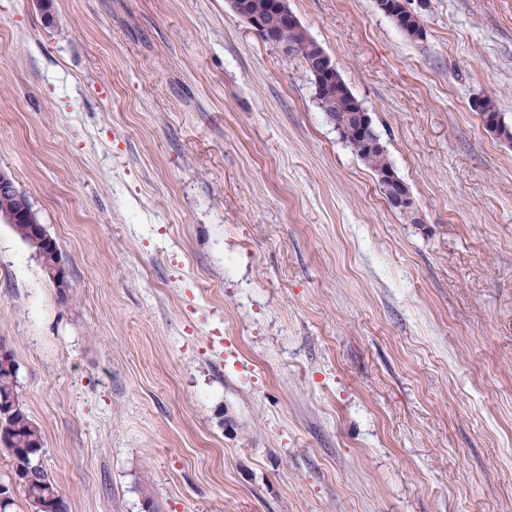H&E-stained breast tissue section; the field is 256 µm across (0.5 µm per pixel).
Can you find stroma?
<instances>
[{
  "mask_svg": "<svg viewBox=\"0 0 512 512\" xmlns=\"http://www.w3.org/2000/svg\"><path fill=\"white\" fill-rule=\"evenodd\" d=\"M289 0L423 221L226 0H0V339L69 512H512V0ZM378 9L391 18L400 28L413 33L415 38H423L425 29L419 28L416 22V14L408 7L405 0H376ZM378 174V184L389 204L415 224L422 223L423 218L415 205V200L407 184L399 180L389 170L380 171ZM21 194V197L23 200L27 202L30 209L31 208L26 196L19 191ZM10 201L0 200V220L1 222L5 224H29V226L25 229V231L29 234H31L34 237H38L39 241L48 248H54L56 246V240L53 238L45 229V227L40 223V219L35 213L36 218L34 214L30 211V209L27 207V205L23 204L20 207H15L13 209H5L8 207ZM13 204V203H10ZM39 221V222H38ZM11 228H12V230L15 233L16 236H18L30 248L35 250L36 255L41 260V264L43 266V269H44L47 277L49 278V281L53 284L51 272H52V270L54 268L53 266H54V263H55V258H54L55 251L54 250H52V251H45L43 253L38 251L36 246L34 244H32V242L30 241L29 235H27V234L21 235L20 233H18L14 229V227H11ZM53 276H54L55 288H61L66 293L68 288H70V283H69L68 268L66 266V263H65V260L63 259L62 254L60 255V257L58 259V262L55 265V270L53 272Z\"/></svg>",
  "mask_w": 512,
  "mask_h": 512,
  "instance_id": "35a3bbf8",
  "label": "stroma"
}]
</instances>
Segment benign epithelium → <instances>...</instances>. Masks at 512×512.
Returning a JSON list of instances; mask_svg holds the SVG:
<instances>
[{"label":"benign epithelium","instance_id":"7a95c632","mask_svg":"<svg viewBox=\"0 0 512 512\" xmlns=\"http://www.w3.org/2000/svg\"><path fill=\"white\" fill-rule=\"evenodd\" d=\"M378 9L391 18L394 23L413 33L415 37L425 36V29L416 24V14L408 7L406 0H376ZM231 10L245 20L251 29L263 41L274 45L285 57L298 55L299 43L294 36L304 32L303 25L298 17L288 6V0H274L270 4V13L274 21H268V17L258 10L253 9L247 0H228ZM305 66L313 77L317 99L323 107V111L332 112L331 96L336 88V64L332 57L316 43L309 44L306 55L303 57ZM485 130L496 138L510 141L505 135L500 116L487 113L482 116ZM378 184L382 189L389 204L416 224L423 223L415 200L407 184L399 180L391 171L379 172ZM17 196L16 184L10 170L0 168V199ZM0 220L5 224H25L26 232L48 248L56 246V240L36 220L34 214L27 205L23 204L13 209H5L0 212Z\"/></svg>","mask_w":512,"mask_h":512}]
</instances>
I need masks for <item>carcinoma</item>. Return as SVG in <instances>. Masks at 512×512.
<instances>
[{"label": "carcinoma", "instance_id": "1", "mask_svg": "<svg viewBox=\"0 0 512 512\" xmlns=\"http://www.w3.org/2000/svg\"><path fill=\"white\" fill-rule=\"evenodd\" d=\"M341 138L371 171L390 165L386 147L366 149L364 137L354 124H347ZM0 445L12 460L14 483L23 487L28 512H69L68 501L44 467L26 480L27 467L42 459L43 433L20 401L17 387V362L13 351L0 338Z\"/></svg>", "mask_w": 512, "mask_h": 512}]
</instances>
